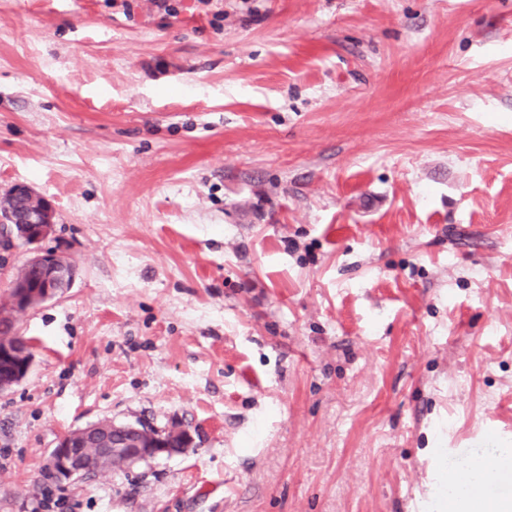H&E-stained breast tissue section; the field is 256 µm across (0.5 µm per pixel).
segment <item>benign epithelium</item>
Wrapping results in <instances>:
<instances>
[{"label": "benign epithelium", "mask_w": 512, "mask_h": 512, "mask_svg": "<svg viewBox=\"0 0 512 512\" xmlns=\"http://www.w3.org/2000/svg\"><path fill=\"white\" fill-rule=\"evenodd\" d=\"M6 194L25 199L34 208L32 212L10 207L0 208V253H11L17 247H29L32 256L26 264L44 269L42 282L30 288L14 280L10 292L9 309L23 312L48 300L63 296L76 276V268L67 258L42 247L54 231V211L51 204L25 184L11 186ZM33 358L29 357L10 368V375L0 378V392L11 389L31 371ZM101 424L95 423L74 429L62 435L51 450L48 466L58 480L82 482L95 473L94 457L110 458L118 466L131 468L159 455H172L184 450L192 442L189 431L179 423L164 429L150 426H112L121 440L112 442L110 448H99L92 454L87 444L96 440Z\"/></svg>", "instance_id": "benign-epithelium-1"}]
</instances>
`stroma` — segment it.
Listing matches in <instances>:
<instances>
[{
    "mask_svg": "<svg viewBox=\"0 0 512 512\" xmlns=\"http://www.w3.org/2000/svg\"><path fill=\"white\" fill-rule=\"evenodd\" d=\"M77 268L17 317L0 512L512 500V0H0V193ZM109 420L193 441L44 482ZM100 423L74 429L62 435L51 450L48 466L58 480L82 482L95 473L94 455L86 447L96 440ZM482 482L483 480H474L470 482V487L465 492L448 498V511H456L458 508L467 509L476 503H480L484 508H506V505L488 506L483 503V501L475 492V488L478 487Z\"/></svg>",
    "mask_w": 512,
    "mask_h": 512,
    "instance_id": "obj_1",
    "label": "stroma"
}]
</instances>
